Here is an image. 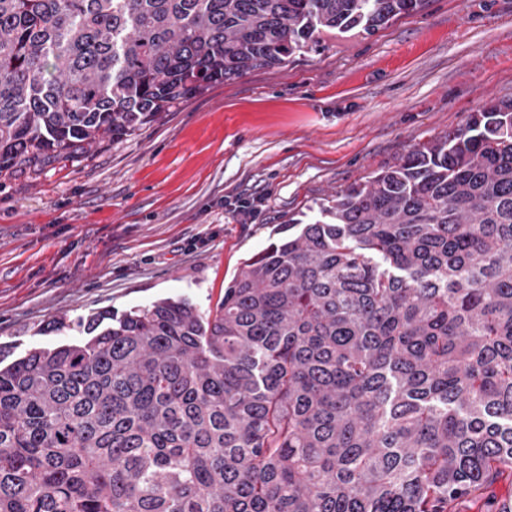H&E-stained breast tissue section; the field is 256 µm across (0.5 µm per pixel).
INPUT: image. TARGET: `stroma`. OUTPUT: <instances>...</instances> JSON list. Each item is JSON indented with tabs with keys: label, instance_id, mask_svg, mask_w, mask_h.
Returning a JSON list of instances; mask_svg holds the SVG:
<instances>
[{
	"label": "stroma",
	"instance_id": "obj_1",
	"mask_svg": "<svg viewBox=\"0 0 512 512\" xmlns=\"http://www.w3.org/2000/svg\"><path fill=\"white\" fill-rule=\"evenodd\" d=\"M512 100V0H426L374 34L208 85L90 152L0 175V347L162 298L212 308L288 219ZM255 210L240 213L243 201Z\"/></svg>",
	"mask_w": 512,
	"mask_h": 512
}]
</instances>
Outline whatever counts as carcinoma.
Wrapping results in <instances>:
<instances>
[{
  "label": "carcinoma",
  "mask_w": 512,
  "mask_h": 512,
  "mask_svg": "<svg viewBox=\"0 0 512 512\" xmlns=\"http://www.w3.org/2000/svg\"><path fill=\"white\" fill-rule=\"evenodd\" d=\"M424 4L0 0V173ZM319 213L0 367V512H512V100Z\"/></svg>",
  "instance_id": "cac0c4a2"
}]
</instances>
